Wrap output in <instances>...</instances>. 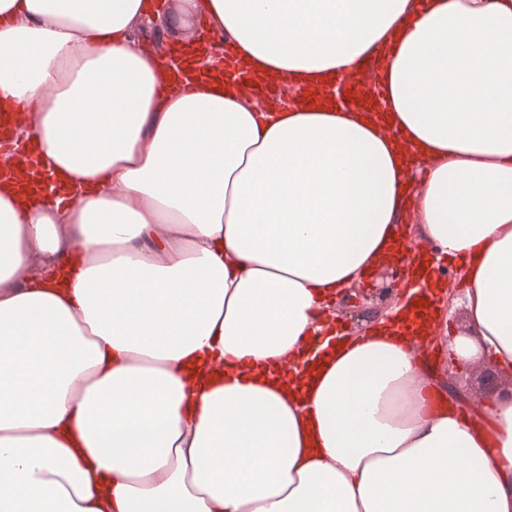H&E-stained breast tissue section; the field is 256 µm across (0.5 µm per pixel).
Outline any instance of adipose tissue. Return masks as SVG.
<instances>
[{"label": "adipose tissue", "mask_w": 512, "mask_h": 512, "mask_svg": "<svg viewBox=\"0 0 512 512\" xmlns=\"http://www.w3.org/2000/svg\"><path fill=\"white\" fill-rule=\"evenodd\" d=\"M153 15L0 0L54 185L0 159V512H512V394L438 385L442 300L324 333L413 241L464 270L453 355L512 373V0H173L152 49ZM370 60L373 112L319 101Z\"/></svg>", "instance_id": "ef3b65f1"}]
</instances>
